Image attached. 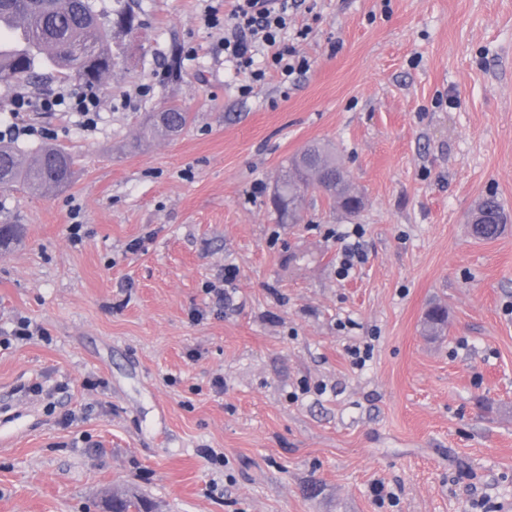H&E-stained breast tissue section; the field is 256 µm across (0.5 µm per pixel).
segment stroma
I'll use <instances>...</instances> for the list:
<instances>
[{
    "instance_id": "obj_1",
    "label": "stroma",
    "mask_w": 512,
    "mask_h": 512,
    "mask_svg": "<svg viewBox=\"0 0 512 512\" xmlns=\"http://www.w3.org/2000/svg\"><path fill=\"white\" fill-rule=\"evenodd\" d=\"M129 2L142 26L115 36L96 127L22 115L18 147L69 148L74 183L0 189V224L25 227L0 337L43 330L0 344V512H104L112 490L159 512H504L512 221L486 241L469 220L490 194L512 217V0H297L309 70L246 95L202 20L225 0ZM64 87L0 79V125ZM170 104L187 128L135 149ZM313 141L364 207L316 194L282 222L281 166Z\"/></svg>"
}]
</instances>
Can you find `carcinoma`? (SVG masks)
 <instances>
[{
  "instance_id": "carcinoma-1",
  "label": "carcinoma",
  "mask_w": 512,
  "mask_h": 512,
  "mask_svg": "<svg viewBox=\"0 0 512 512\" xmlns=\"http://www.w3.org/2000/svg\"><path fill=\"white\" fill-rule=\"evenodd\" d=\"M13 16L27 19L29 44L21 53L0 58L1 78L27 82L37 76L36 67L45 63L64 80L89 86L102 81L107 71L88 75L84 59H110L111 31H124L137 21L135 12L121 4L108 16L92 9L84 11L83 0H0V22ZM86 31L96 34L101 50L79 57V61L69 67L60 66L54 49L73 55L77 36ZM190 119V113L177 105L152 112L145 117L135 146L158 135L170 137L180 133ZM75 175L76 158L63 146L46 144L28 154L11 143L0 141V183L8 188L19 185L32 193L49 189L61 191L72 184ZM319 187L324 197L349 214L362 208V198L351 191L336 154L320 143L307 145L281 168L274 206L282 218L295 223L306 194ZM506 223L508 215L503 206L496 197L490 196L482 201L471 219L472 234L478 239H494L502 233ZM447 319V311L442 306L430 308L426 315L427 325L432 330L439 329ZM108 509L109 512H155L152 503L133 492H112Z\"/></svg>"
}]
</instances>
